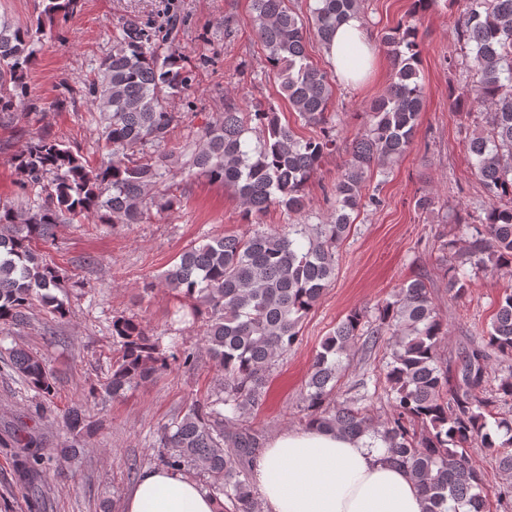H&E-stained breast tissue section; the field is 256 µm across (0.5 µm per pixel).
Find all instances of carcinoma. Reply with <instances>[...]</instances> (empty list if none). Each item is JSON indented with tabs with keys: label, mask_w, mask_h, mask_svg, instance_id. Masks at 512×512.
<instances>
[{
	"label": "carcinoma",
	"mask_w": 512,
	"mask_h": 512,
	"mask_svg": "<svg viewBox=\"0 0 512 512\" xmlns=\"http://www.w3.org/2000/svg\"><path fill=\"white\" fill-rule=\"evenodd\" d=\"M80 0H42L36 22L0 21V122L20 111L37 113L25 81L41 50L43 27L77 9ZM311 19L321 43L363 0H315ZM455 26L457 40L473 56L448 61L465 73L450 92L459 112H484L487 134L472 137L467 153L484 188L483 215L470 221L451 210L464 243L438 235L443 281L453 299L465 295L473 277L512 268V0H463ZM250 22L266 53L280 93L304 123L319 129L298 137L268 104L245 109L232 100L224 112L197 132L198 147L184 162L188 173L234 189L246 219L271 207L288 214L309 209L306 186L323 158L338 149L328 105L334 75L309 61L302 19L288 0H251ZM161 31L135 18L119 26L112 53L101 58L85 92L100 113L107 159L90 165L79 149L51 130L31 137L13 155L23 190L33 198L23 207L0 205V323L22 327L41 305L57 320L70 317L52 290L62 270L36 250L58 224L93 217L99 224H138L152 208L168 210L177 195L160 188L173 172L175 150L147 153L170 142L181 116L168 100L193 81L184 58L162 51ZM394 73L386 93L371 107L369 121L348 147L349 160L331 188L336 205L324 224L258 228L246 236H222L184 249L163 279L202 320L206 349L224 384L216 398L196 400L160 431L159 464L199 478L202 489L225 499L224 512H260L253 487L254 463L262 435L247 420L267 400L275 359L299 341L303 320L336 276L337 250L347 237L352 214L378 203L362 193L367 172L401 157L413 144L424 98L416 25L403 23L385 37ZM120 356L107 391L117 397L167 371L174 363L191 367L196 354H167L142 322L112 321ZM446 328L431 284L417 277L402 285L392 302L369 321L354 310L325 338L310 366L302 395L304 426L347 436L371 435L386 445L387 458L414 479L425 512H489L485 475L469 451L483 448L498 463L497 497L512 500V416L495 408L512 402V369L487 389L492 363L512 361V290L497 302L485 336H471L444 361ZM388 339L383 365L389 413L377 423L372 396L334 398L343 355L351 343L371 351ZM12 370L42 400L56 393L55 376L31 351L14 346ZM64 423L73 438L90 437L99 424L82 404L71 406ZM13 449L17 482L32 489L46 477L47 456L36 436L4 442Z\"/></svg>",
	"instance_id": "cac0c4a2"
}]
</instances>
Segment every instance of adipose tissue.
<instances>
[{
    "mask_svg": "<svg viewBox=\"0 0 512 512\" xmlns=\"http://www.w3.org/2000/svg\"><path fill=\"white\" fill-rule=\"evenodd\" d=\"M360 56L346 68L348 51ZM323 53L338 81L359 84L375 62L363 19L348 14ZM262 512H423L409 473L385 459L382 441L345 437L320 429L288 431L270 438L254 468ZM218 501L190 477L145 469L124 512H219Z\"/></svg>",
    "mask_w": 512,
    "mask_h": 512,
    "instance_id": "adipose-tissue-1",
    "label": "adipose tissue"
}]
</instances>
